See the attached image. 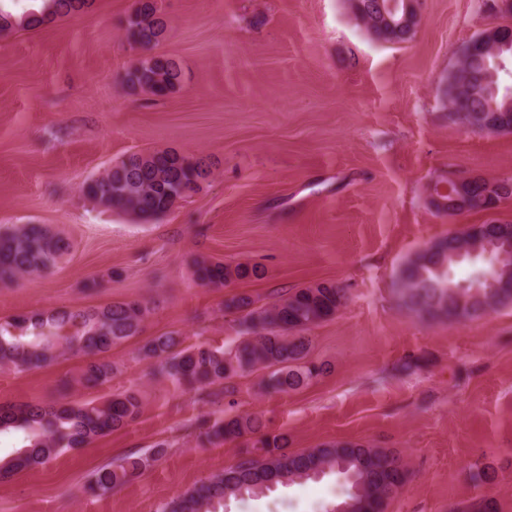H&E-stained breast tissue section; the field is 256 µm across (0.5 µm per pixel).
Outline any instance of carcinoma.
I'll return each mask as SVG.
<instances>
[{
  "mask_svg": "<svg viewBox=\"0 0 512 512\" xmlns=\"http://www.w3.org/2000/svg\"><path fill=\"white\" fill-rule=\"evenodd\" d=\"M0 0V32L38 28L59 18L87 11L93 0H41L37 9L26 7L15 14ZM376 0H347L355 19L367 31L384 40L403 42V30L374 29L371 7ZM126 41L148 54L126 72L125 83L156 100L180 88V64L165 55L152 54L166 33L159 0H135L123 21ZM487 78L485 94L450 106L468 109L498 124H512V85L502 84L501 72L489 52L477 50L458 64L452 79L465 82L475 73ZM212 175V165L203 158L165 149L131 154L100 176L87 181L83 195L94 205L123 213L141 223L165 216L178 202L197 194ZM479 180L469 193L475 200L471 210L487 211L491 202L483 195ZM512 237L511 223L477 224L465 235H446L431 247L407 260L400 269L397 285L403 306L411 313L431 320L461 321L483 316L489 310L512 304V288L491 292L459 288L449 278L453 265L483 260L467 252L478 239L490 234ZM72 250L70 239L43 224H23L0 231V285H10L25 275L51 271ZM263 274L257 264L234 266L196 257L192 260L194 280L208 288L256 280ZM478 295H471L472 291ZM348 301L347 289L334 282L287 290L273 302L260 305L247 292L224 299V313L234 316L240 338L231 349L208 343L184 345L175 332L156 336L139 348L142 359L152 366L154 377L168 381L182 392L212 401L235 391L233 380L260 373L259 386L268 395L296 391L324 375L328 366L309 359L311 329L336 315ZM150 313L139 301H117L102 307L71 311L55 309L33 312L0 322V366L32 371L51 365L63 352L83 357L76 382L88 391L112 381V348L139 336ZM139 391L117 392L102 402L54 401L49 404H0V434H19L23 446L7 458H0V479L20 470L43 466L61 452L81 448L98 437L125 429L142 412ZM199 439L211 445L245 440L252 448L241 452L236 464L214 475L195 489L164 505L159 512H224V499L269 491L275 485H290L335 475L346 486L337 507H358L359 512H384L392 491L402 488L410 477L404 459L384 448L356 442H336L306 452L288 450V435L266 429L251 414L226 416L199 424ZM169 444L159 441L143 452H133L100 466L92 474L88 490L106 494L137 478L147 466L165 458Z\"/></svg>",
  "mask_w": 512,
  "mask_h": 512,
  "instance_id": "cac0c4a2",
  "label": "carcinoma"
}]
</instances>
